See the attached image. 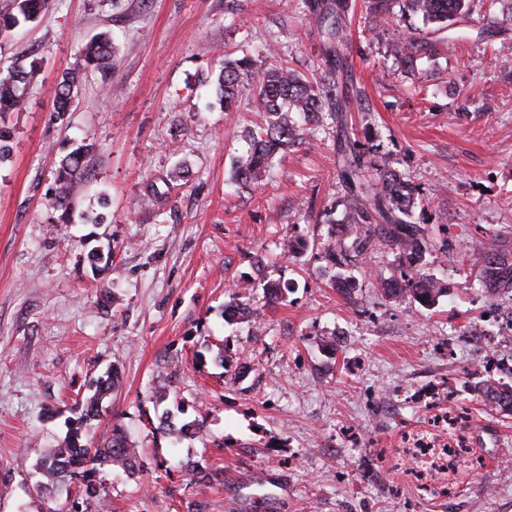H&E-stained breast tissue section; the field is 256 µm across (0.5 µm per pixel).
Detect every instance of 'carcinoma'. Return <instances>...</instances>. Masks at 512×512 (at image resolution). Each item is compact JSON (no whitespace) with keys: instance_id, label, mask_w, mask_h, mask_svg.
Returning <instances> with one entry per match:
<instances>
[{"instance_id":"1","label":"carcinoma","mask_w":512,"mask_h":512,"mask_svg":"<svg viewBox=\"0 0 512 512\" xmlns=\"http://www.w3.org/2000/svg\"><path fill=\"white\" fill-rule=\"evenodd\" d=\"M467 2L469 0H406V5L410 12L422 16L425 23L444 29L464 14ZM48 6L49 0H17L16 3L18 13L26 20L36 18ZM349 9V0H317L311 4V13L323 27L328 45L326 53L330 57L336 56V49L343 44L342 16ZM275 55V49H264L258 64L249 58L231 59L229 54H224V67L217 80L224 111L234 110L239 88L246 80L254 87L255 111L264 117V125L249 135L248 149L236 161L233 179L238 183L259 181L277 154L288 151L304 139L305 128L295 121L293 113L299 112L311 122L325 112L334 116L342 111L337 97L325 83L310 81L283 63L271 61ZM81 57L82 63L64 73L58 84L54 108L60 116L69 111L74 92L82 85L87 71L105 73L112 70L109 38L104 34L91 38L83 47ZM39 75L40 70L34 65L27 70L11 69L0 73V118L21 107L26 90L39 81ZM339 163L338 177L350 201L342 235L351 240V247L359 253L376 246L398 250L407 273L402 285L393 280L384 284L387 294L406 295L423 306L434 305L445 293V288L440 280L425 271L430 241L426 228L412 221L414 209L422 200L415 196L401 172L377 164L354 144L342 149ZM81 167L82 155L78 150L59 161L56 206L67 208ZM472 267L484 287L512 288V248L497 243L482 251ZM263 289L267 304L274 305L283 302L289 286L268 281L263 284ZM256 312L257 309L240 293L224 305V314L231 319H248ZM114 386L111 373L98 380L94 392L77 402V411L80 412L78 423L99 417V405L112 393ZM484 393L498 407L512 409V387L499 389L488 386ZM162 424L178 439L197 434L204 427L202 420L178 427L167 416ZM80 439V428L70 430L39 461L37 469L43 481L36 485V489L47 493L75 483L78 495L84 494L86 498L95 500L97 512H103L104 487L97 476L114 465L135 474L140 469L141 453L116 429L94 446L82 444Z\"/></svg>"}]
</instances>
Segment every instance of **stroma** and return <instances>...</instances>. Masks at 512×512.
I'll use <instances>...</instances> for the list:
<instances>
[{
    "label": "stroma",
    "mask_w": 512,
    "mask_h": 512,
    "mask_svg": "<svg viewBox=\"0 0 512 512\" xmlns=\"http://www.w3.org/2000/svg\"><path fill=\"white\" fill-rule=\"evenodd\" d=\"M343 64L329 61L308 0H51L0 36V71L37 65L8 113L0 162V512H72L75 493L37 492V462L76 421L106 372L116 386L82 433L121 427L141 467L103 476L109 512H512V411L481 396L512 386V353L492 352L512 296L470 276L471 253L512 238V43L500 8L471 0L445 29L405 0H351ZM108 34L110 75L88 73L64 118L53 97L82 45ZM419 49L412 66L402 57ZM282 62L325 80L343 110L277 156L257 187L230 175L259 118L250 84L235 111L217 95L220 52ZM400 170L423 203L432 306L385 294L397 251L325 249L347 212L340 139ZM84 143L83 182L56 210L55 164ZM302 241L301 254L283 251ZM111 249L93 273L87 255ZM350 278L338 288L337 272ZM290 285L269 306L262 280ZM249 281L258 320L224 318ZM463 407L465 450L432 484L409 446ZM201 418L181 440L159 429ZM208 467L196 484L189 466Z\"/></svg>",
    "instance_id": "1"
}]
</instances>
